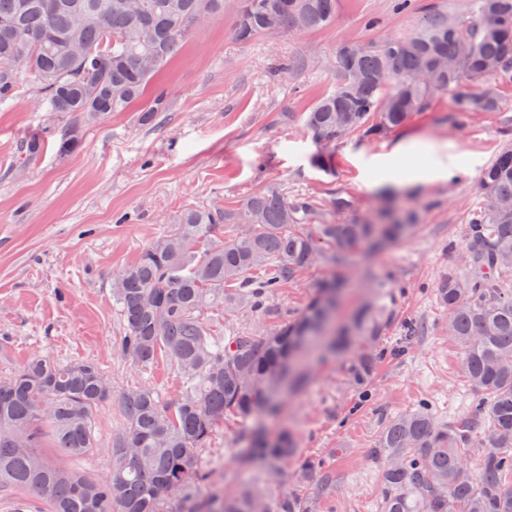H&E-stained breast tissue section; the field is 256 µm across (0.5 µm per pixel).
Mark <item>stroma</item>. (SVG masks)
<instances>
[{
	"label": "stroma",
	"instance_id": "35a3bbf8",
	"mask_svg": "<svg viewBox=\"0 0 512 512\" xmlns=\"http://www.w3.org/2000/svg\"><path fill=\"white\" fill-rule=\"evenodd\" d=\"M473 3L416 0L414 9L399 11L394 0H337L329 27L260 36L246 45L235 41L234 9L225 7L157 77L175 96L171 110L147 126L129 111L67 128L41 110L32 79H25L16 97L0 104V378L36 355L60 364L90 360L114 391L148 380L165 402H174L182 380L164 358L143 369L120 350L114 273L176 224L185 208L232 205L271 184L317 200L342 191L355 199L358 212L375 210L385 183L428 169L434 158L425 147L443 146L456 158L454 170L401 190L400 203L422 208L418 226L384 250L353 254L346 270L350 286L337 313L342 321L373 295L394 296L396 319L383 343L404 347V354L379 365L372 397L361 406L347 385L349 357L315 364L305 387L270 424L293 430L300 448L330 471V486L303 490L292 473L273 477L241 466L239 426L232 421L202 457L212 481L229 493L268 485L276 493L303 491L311 512H380L383 462L372 450L382 426L424 402L445 421L463 413L472 397L433 288L448 267L462 265L464 229L481 201V169L512 143V83L499 84L498 111L474 114L460 128L443 120L453 109L444 92L429 111L384 138L340 140L330 148V175L311 165L319 147L299 115L335 88L340 43L405 36L428 7L466 22ZM33 136L41 153L21 165L20 147ZM66 140L73 146L65 151ZM410 141L417 151L401 153ZM326 273L324 263H315L299 282L280 289L267 326L299 315ZM407 321L421 328L409 339ZM94 426L98 448L77 465L101 479L111 465L112 440L124 426L117 403L99 409Z\"/></svg>",
	"mask_w": 512,
	"mask_h": 512
}]
</instances>
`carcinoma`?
I'll return each mask as SVG.
<instances>
[{
  "mask_svg": "<svg viewBox=\"0 0 512 512\" xmlns=\"http://www.w3.org/2000/svg\"><path fill=\"white\" fill-rule=\"evenodd\" d=\"M238 43L301 23L321 29L336 0H234ZM467 24L430 8L411 33L376 45L336 49V89L302 121L324 149L315 168L334 171L328 147L350 134L373 141L452 94L448 122L459 126L499 99L492 81L512 82V0H475ZM224 15V0H0V103L24 75L38 104L70 125L93 123L141 104L138 121L170 110L173 92L148 87L193 31ZM481 206L466 225L465 271L444 273L434 295L448 312L472 390L468 411L440 421L423 404L389 419L373 454L381 457L382 512H512V146L479 175ZM354 199L323 204L267 187L232 207H191L179 223L113 275L112 298L124 324L121 351L141 368L163 355L183 383L162 402L149 384L119 392L124 428L112 439L103 480L67 464L96 448L94 414L112 402V384L93 362L34 358L0 380V487L43 501L47 512H310L299 493L244 488L227 494L203 470L224 422L241 426L239 462L273 476L293 469L305 486L323 470L290 431L270 432L290 392L311 366L354 351L347 373L359 402L369 400L377 367L401 349L380 341L394 315L374 299L346 321L336 312L353 253L382 250L406 237L417 214L382 191L372 213L346 221ZM329 268L301 316L274 327L213 334L211 317L267 315L278 289L316 261ZM51 440L54 456L45 451ZM482 449L471 465L473 449Z\"/></svg>",
  "mask_w": 512,
  "mask_h": 512,
  "instance_id": "cac0c4a2",
  "label": "carcinoma"
}]
</instances>
